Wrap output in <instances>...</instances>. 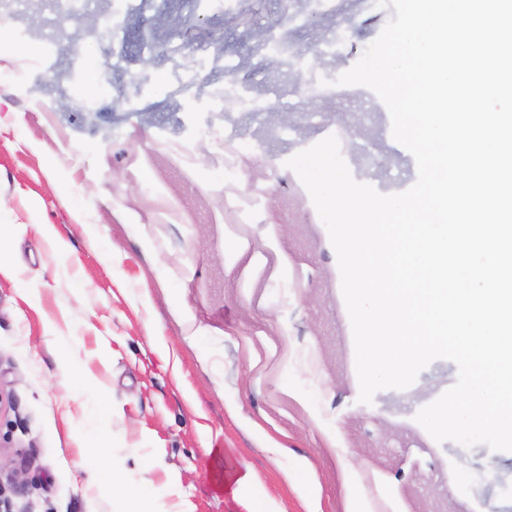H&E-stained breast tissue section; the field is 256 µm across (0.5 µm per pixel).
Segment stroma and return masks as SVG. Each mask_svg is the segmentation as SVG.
Instances as JSON below:
<instances>
[{"label":"stroma","instance_id":"1","mask_svg":"<svg viewBox=\"0 0 512 512\" xmlns=\"http://www.w3.org/2000/svg\"><path fill=\"white\" fill-rule=\"evenodd\" d=\"M49 9H0V435L21 479L0 495L13 512H116L118 490L89 481L93 459L143 480L154 512H245L224 489L244 463L284 512H349L355 497L371 512H512V451L438 442L416 420L455 384L452 362L360 402L336 252L286 165L342 134L356 181L415 183L383 101L338 82L391 9L99 0L100 28L53 41ZM211 126L237 167L218 164ZM146 191L187 223H149Z\"/></svg>","mask_w":512,"mask_h":512}]
</instances>
